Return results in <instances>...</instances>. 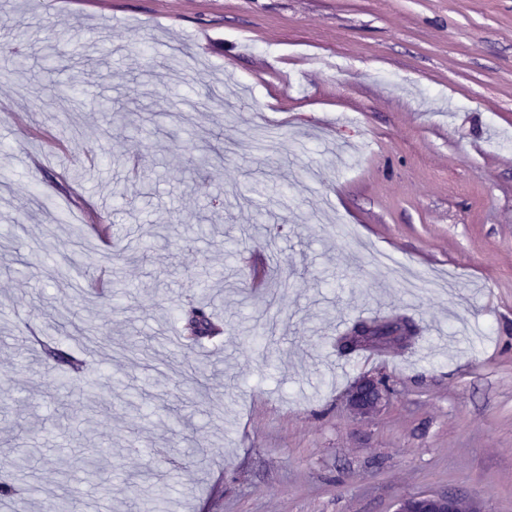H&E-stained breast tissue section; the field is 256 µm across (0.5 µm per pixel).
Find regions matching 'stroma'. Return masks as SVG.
<instances>
[{
    "label": "stroma",
    "instance_id": "obj_1",
    "mask_svg": "<svg viewBox=\"0 0 512 512\" xmlns=\"http://www.w3.org/2000/svg\"><path fill=\"white\" fill-rule=\"evenodd\" d=\"M12 38L0 463L29 454L37 489L0 512H42L103 448L110 481L70 484L82 512H395L458 491L512 512V0H0ZM50 53L57 80L86 72L79 131L49 108ZM210 88L233 111H198ZM217 152L221 176L197 170ZM202 219L212 239L191 238ZM201 300L220 333L179 345ZM67 312L111 321L112 348L67 335ZM396 317L411 343L338 353L356 321ZM191 365L213 372L196 404L177 399ZM377 373L389 404L354 416L347 392Z\"/></svg>",
    "mask_w": 512,
    "mask_h": 512
}]
</instances>
